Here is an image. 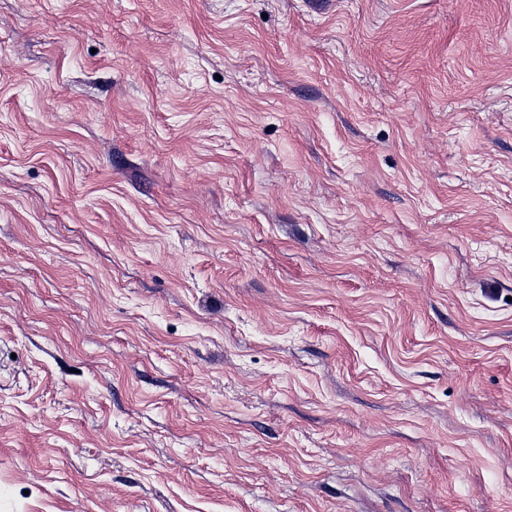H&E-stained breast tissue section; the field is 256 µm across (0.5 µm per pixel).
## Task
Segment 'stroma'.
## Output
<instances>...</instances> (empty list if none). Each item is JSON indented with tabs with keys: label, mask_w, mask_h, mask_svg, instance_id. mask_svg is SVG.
Returning <instances> with one entry per match:
<instances>
[{
	"label": "stroma",
	"mask_w": 512,
	"mask_h": 512,
	"mask_svg": "<svg viewBox=\"0 0 512 512\" xmlns=\"http://www.w3.org/2000/svg\"><path fill=\"white\" fill-rule=\"evenodd\" d=\"M0 512H512V0H0Z\"/></svg>",
	"instance_id": "35a3bbf8"
}]
</instances>
